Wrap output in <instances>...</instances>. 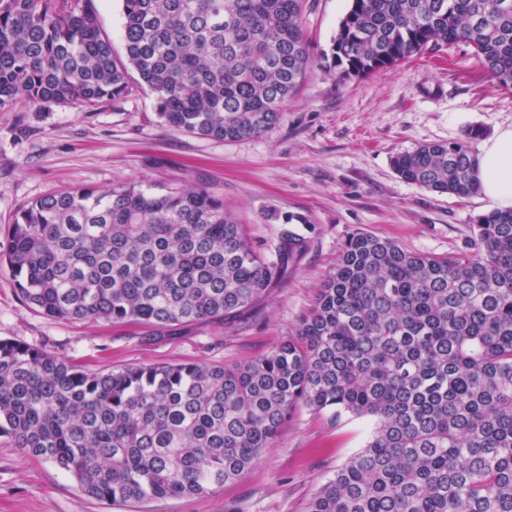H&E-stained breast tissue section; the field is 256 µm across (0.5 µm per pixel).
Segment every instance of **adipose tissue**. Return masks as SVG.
Instances as JSON below:
<instances>
[{
    "instance_id": "1",
    "label": "adipose tissue",
    "mask_w": 512,
    "mask_h": 512,
    "mask_svg": "<svg viewBox=\"0 0 512 512\" xmlns=\"http://www.w3.org/2000/svg\"><path fill=\"white\" fill-rule=\"evenodd\" d=\"M477 163L483 195L499 208H512V127L481 144Z\"/></svg>"
}]
</instances>
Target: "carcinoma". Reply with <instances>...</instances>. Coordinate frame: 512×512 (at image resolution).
Masks as SVG:
<instances>
[{"instance_id": "cac0c4a2", "label": "carcinoma", "mask_w": 512, "mask_h": 512, "mask_svg": "<svg viewBox=\"0 0 512 512\" xmlns=\"http://www.w3.org/2000/svg\"><path fill=\"white\" fill-rule=\"evenodd\" d=\"M88 2L0 0V110H92L125 96L133 69L173 130L245 139L278 122L311 65L300 0H122L124 60ZM457 43L512 88V0H350L332 56L362 77ZM479 136L392 168L476 194ZM303 247L290 238L266 260L205 188H74L20 210L0 267L34 313L161 335L251 307ZM302 409L375 420L306 512H512V209L478 215L461 255L351 235L294 332L243 364L99 372L0 339V439L109 504L206 496Z\"/></svg>"}]
</instances>
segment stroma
Segmentation results:
<instances>
[{"instance_id": "1", "label": "stroma", "mask_w": 512, "mask_h": 512, "mask_svg": "<svg viewBox=\"0 0 512 512\" xmlns=\"http://www.w3.org/2000/svg\"><path fill=\"white\" fill-rule=\"evenodd\" d=\"M313 61L282 118L263 134L218 140L171 129L154 94L129 73V93L92 111L69 104L0 111V234L17 211L70 188L138 184L156 193L203 187L224 200L254 247L275 257L288 237L305 247L270 295L222 323L179 326L68 322L30 311L0 269V338L107 372L132 364H242L284 341L315 303L348 237L366 232L413 253L467 251L482 194H440L399 178L391 159L423 143L483 137L512 125L500 88L472 48L427 49L363 78L342 76L331 47L349 0H302ZM374 422L299 411L261 466L200 498L108 506L51 462L0 442V512H305Z\"/></svg>"}]
</instances>
